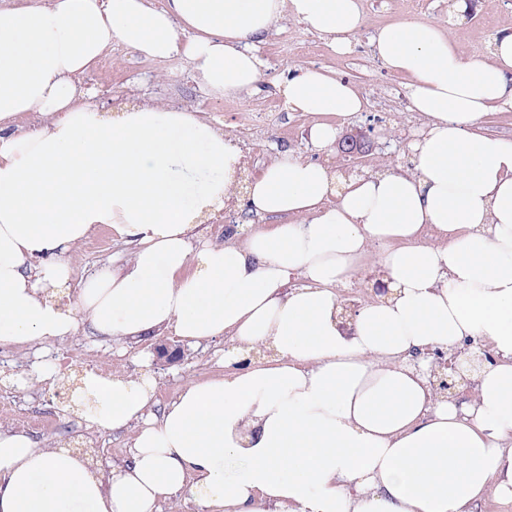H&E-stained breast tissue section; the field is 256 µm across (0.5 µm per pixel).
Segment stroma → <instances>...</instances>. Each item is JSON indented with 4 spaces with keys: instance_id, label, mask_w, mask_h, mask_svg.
Instances as JSON below:
<instances>
[{
    "instance_id": "stroma-1",
    "label": "stroma",
    "mask_w": 512,
    "mask_h": 512,
    "mask_svg": "<svg viewBox=\"0 0 512 512\" xmlns=\"http://www.w3.org/2000/svg\"><path fill=\"white\" fill-rule=\"evenodd\" d=\"M365 25L351 39L348 53L333 51L318 33L294 18L262 45L264 61L261 90L239 99L207 93L186 64L144 58L131 50L112 59V76L102 80L90 75L83 87L95 96L113 92L125 96L126 108L162 101L168 105H191L212 125L223 127L243 155L246 179L257 177L276 154L290 151L303 159L323 164L337 173L350 166L364 172H407L412 168L409 144L425 130L428 118L411 111L406 80L389 70L377 57L370 36L384 25L404 19L448 26L461 52L468 57L487 55L494 37L512 28V0H467L468 9L458 21L448 19V0H359ZM310 43L315 57L295 60L289 52L294 42ZM324 69L354 84L366 101L363 111L347 117L291 112L280 107L273 114L260 112L268 100L277 99L272 82L289 67ZM328 123L340 133L357 135L364 143L359 160L335 150H319L309 141V129ZM132 244L109 227H99L81 245L73 262L72 283L115 257L128 256ZM380 249L371 246L351 280V288H340L341 301L363 305L381 299L375 287L382 277ZM179 347L181 357L167 364L157 359L160 343ZM226 342L193 344L173 333L112 343L95 336L88 325L63 339H51L34 347L0 348V425L27 429L31 412L48 409L52 422L38 438L43 448H81L102 476L129 458L133 432L87 427L80 411L81 378L89 364L111 365L113 372L137 375L150 371L156 380V405L164 407L191 381H204L226 373Z\"/></svg>"
}]
</instances>
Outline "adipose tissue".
Instances as JSON below:
<instances>
[{
	"instance_id": "ef3b65f1",
	"label": "adipose tissue",
	"mask_w": 512,
	"mask_h": 512,
	"mask_svg": "<svg viewBox=\"0 0 512 512\" xmlns=\"http://www.w3.org/2000/svg\"><path fill=\"white\" fill-rule=\"evenodd\" d=\"M294 17L346 52L358 0H36L0 6V346L165 332L228 340L231 372L154 413L150 373H86L89 422L136 426L102 482L91 463L0 427V512H470L512 502V141L478 133L512 108V32L467 57L438 25L378 28V57L430 122L408 174L341 177L278 154L247 188L255 224L218 245L195 231L235 196L243 156L186 107L116 114L79 77L113 44L182 56L212 94L257 93L259 47ZM293 112L350 116L334 74L290 69ZM30 115L36 130L20 131ZM106 225L131 255L64 304L79 246ZM373 245L390 289L339 328L338 290ZM491 348L473 396L433 391L425 348Z\"/></svg>"
}]
</instances>
